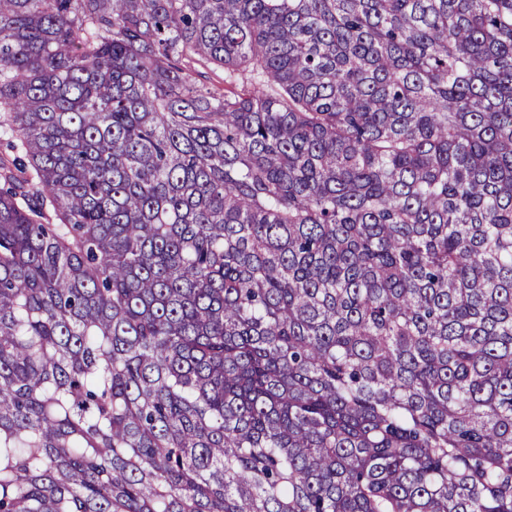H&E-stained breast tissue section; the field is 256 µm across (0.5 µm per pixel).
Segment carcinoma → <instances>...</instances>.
Here are the masks:
<instances>
[{
	"mask_svg": "<svg viewBox=\"0 0 512 512\" xmlns=\"http://www.w3.org/2000/svg\"><path fill=\"white\" fill-rule=\"evenodd\" d=\"M0 138V512H512V0H0Z\"/></svg>",
	"mask_w": 512,
	"mask_h": 512,
	"instance_id": "cac0c4a2",
	"label": "carcinoma"
}]
</instances>
